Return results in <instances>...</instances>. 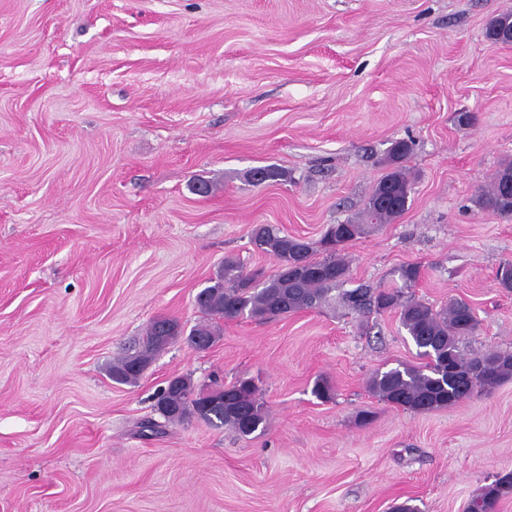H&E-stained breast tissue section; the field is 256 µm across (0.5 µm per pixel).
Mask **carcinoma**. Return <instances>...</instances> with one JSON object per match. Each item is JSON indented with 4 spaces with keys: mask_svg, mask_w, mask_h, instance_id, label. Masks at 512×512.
Masks as SVG:
<instances>
[{
    "mask_svg": "<svg viewBox=\"0 0 512 512\" xmlns=\"http://www.w3.org/2000/svg\"><path fill=\"white\" fill-rule=\"evenodd\" d=\"M411 145L400 140L388 150L387 172L376 183L367 200L364 223L347 221L330 224L321 238L312 241L291 236L274 224H259L250 233L253 249L270 257L274 273H246L238 263L224 259V266L211 279V285L196 296L203 314L188 335V342L202 336L215 342L219 336L216 319L251 318L269 320L321 307L332 292L343 285L349 264L341 254L343 248L361 238L371 226L390 224L407 208L411 192L402 162ZM512 178V162L504 163L490 181L476 190V204L500 217L512 218V197L503 192V181ZM402 286L371 288L360 286L343 293V300L354 313L365 315L396 310L400 321L425 360L421 365L401 364L386 371L377 370L368 388L380 400L413 412H428L464 402L512 377V353L488 352L466 357L458 347L460 338L477 328L473 307L453 300L439 310L405 295L421 278L420 266L406 264L399 269ZM183 335L178 320L161 318L153 321L145 336L133 349L112 363V380L134 384L140 378L135 366L149 364L167 345ZM168 406L182 408L215 427L228 426L237 436L248 438L265 431L268 414L250 379H237L224 390V403L208 406L195 397L191 380L167 392Z\"/></svg>",
    "mask_w": 512,
    "mask_h": 512,
    "instance_id": "obj_1",
    "label": "carcinoma"
}]
</instances>
